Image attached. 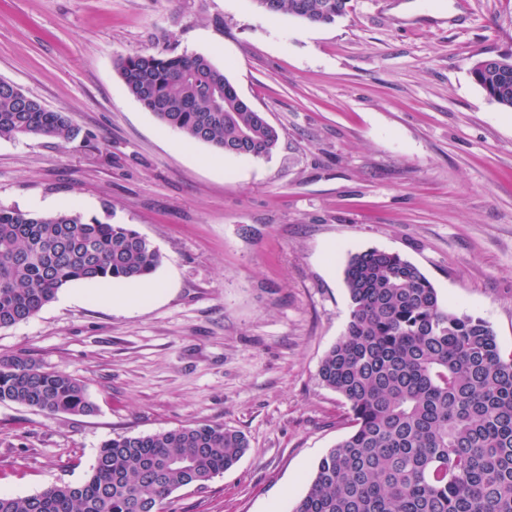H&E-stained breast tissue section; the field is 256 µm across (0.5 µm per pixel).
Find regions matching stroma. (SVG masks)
<instances>
[{
    "mask_svg": "<svg viewBox=\"0 0 512 512\" xmlns=\"http://www.w3.org/2000/svg\"><path fill=\"white\" fill-rule=\"evenodd\" d=\"M132 51L210 57L276 148L228 156L162 125L117 73ZM505 54L512 0H350L331 24L252 0H0V79L81 130L0 139V206L127 224L163 256L154 293L73 283L0 329V358L70 374L95 405L0 403V493L81 484L118 435L216 422L250 447L172 512H291L347 432L317 373L368 249L414 263L511 357L512 110L471 75Z\"/></svg>",
    "mask_w": 512,
    "mask_h": 512,
    "instance_id": "obj_1",
    "label": "stroma"
}]
</instances>
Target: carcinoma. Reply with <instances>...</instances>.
Instances as JSON below:
<instances>
[{"label": "carcinoma", "mask_w": 512, "mask_h": 512, "mask_svg": "<svg viewBox=\"0 0 512 512\" xmlns=\"http://www.w3.org/2000/svg\"><path fill=\"white\" fill-rule=\"evenodd\" d=\"M330 24L347 0H252ZM128 93L166 126L227 154L263 158L279 134L207 56L133 52L119 59ZM471 74L512 109V56L484 59ZM69 143L65 112L0 82V138ZM162 254L126 224L76 212L0 207V328L35 316L60 289L81 281H143ZM344 334L321 360V382L343 399L351 431L318 462L292 512H512V357L486 321L449 311L425 275L397 253L350 257ZM47 414L89 415L95 405L73 376L36 361L0 359V403ZM248 448L222 424H196L102 445L89 478L26 496L0 495V512H166L180 488L206 487Z\"/></svg>", "instance_id": "1"}]
</instances>
